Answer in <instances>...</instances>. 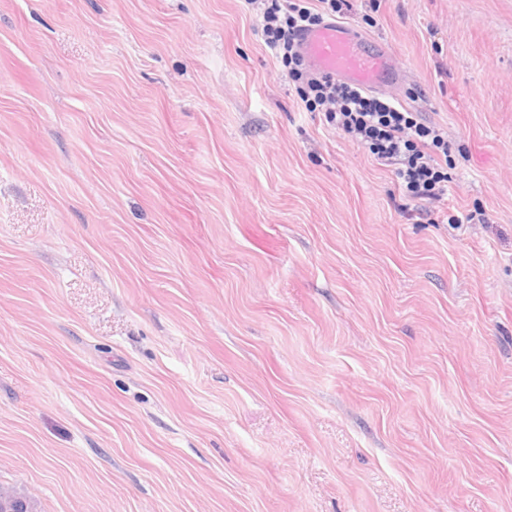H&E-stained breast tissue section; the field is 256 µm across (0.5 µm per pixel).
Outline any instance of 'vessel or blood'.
Returning a JSON list of instances; mask_svg holds the SVG:
<instances>
[{
    "label": "vessel or blood",
    "instance_id": "1",
    "mask_svg": "<svg viewBox=\"0 0 512 512\" xmlns=\"http://www.w3.org/2000/svg\"><path fill=\"white\" fill-rule=\"evenodd\" d=\"M366 39L354 27L328 22L304 33L301 50L313 68L327 76H343L366 88L387 86L396 78L391 59L368 50Z\"/></svg>",
    "mask_w": 512,
    "mask_h": 512
}]
</instances>
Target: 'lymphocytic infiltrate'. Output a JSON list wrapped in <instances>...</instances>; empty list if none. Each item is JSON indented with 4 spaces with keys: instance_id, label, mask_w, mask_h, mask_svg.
I'll return each instance as SVG.
<instances>
[{
    "instance_id": "1",
    "label": "lymphocytic infiltrate",
    "mask_w": 512,
    "mask_h": 512,
    "mask_svg": "<svg viewBox=\"0 0 512 512\" xmlns=\"http://www.w3.org/2000/svg\"><path fill=\"white\" fill-rule=\"evenodd\" d=\"M259 5L265 46L287 70L305 108L394 169L405 196L441 199L448 191V140L400 102L339 78L312 73L299 38L343 14L346 0H247Z\"/></svg>"
}]
</instances>
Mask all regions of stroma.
<instances>
[{"label": "stroma", "mask_w": 512, "mask_h": 512, "mask_svg": "<svg viewBox=\"0 0 512 512\" xmlns=\"http://www.w3.org/2000/svg\"><path fill=\"white\" fill-rule=\"evenodd\" d=\"M351 4L441 200L305 110L246 0H0V487L512 512V0Z\"/></svg>", "instance_id": "35a3bbf8"}]
</instances>
